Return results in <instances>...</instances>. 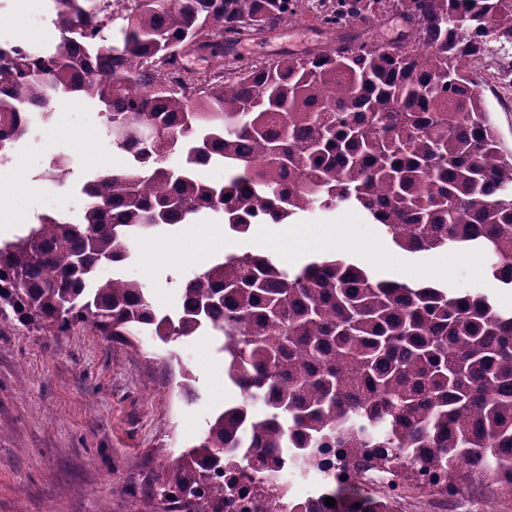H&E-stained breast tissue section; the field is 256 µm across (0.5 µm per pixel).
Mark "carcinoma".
I'll return each instance as SVG.
<instances>
[{
    "label": "carcinoma",
    "mask_w": 512,
    "mask_h": 512,
    "mask_svg": "<svg viewBox=\"0 0 512 512\" xmlns=\"http://www.w3.org/2000/svg\"><path fill=\"white\" fill-rule=\"evenodd\" d=\"M59 42L0 43V156L61 100H89L112 151L130 157L81 188L80 219L43 214L0 244V318L66 333L88 325L115 343L221 338L224 374L242 400L145 493L150 512H224V449L259 478L256 498L288 512H394L351 475L394 467L402 485L436 469V492L486 478L512 500V310L486 294L380 280L352 261L316 257L287 272L266 254L228 253L182 288L178 312L145 286L97 276L129 258L138 233L221 219L245 234L316 208L350 204L407 252L475 247L512 287V151L500 146L469 61L512 43V0H396L406 30L387 46L352 33L383 0H318L332 40L270 62L205 71L185 63L211 47L224 58L249 34L288 25L298 0H46ZM468 22L458 27L454 17ZM179 166L169 164L171 156ZM224 165V183L198 169ZM67 158L40 177L63 185ZM342 473L311 498L286 497L268 472L280 454ZM360 507H354V504Z\"/></svg>",
    "instance_id": "obj_1"
}]
</instances>
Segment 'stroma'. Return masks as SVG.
I'll use <instances>...</instances> for the list:
<instances>
[{
	"mask_svg": "<svg viewBox=\"0 0 512 512\" xmlns=\"http://www.w3.org/2000/svg\"><path fill=\"white\" fill-rule=\"evenodd\" d=\"M0 40L46 46L58 37L42 0H6ZM329 30L308 12L294 25L247 40L243 62H265L329 41ZM486 107L502 143L512 148V90L484 77ZM67 157L75 185L57 188L39 174L54 156ZM113 153L101 114L90 101L56 104L51 122L32 128L0 168V193L21 189L19 220L0 223V242L25 235L38 217L58 211L78 216L79 183L124 166ZM336 231L332 252L374 277L439 284L493 297L512 309V291L488 274L479 250L405 252L352 208L315 210L299 219ZM210 261L183 224L136 238L120 272L139 280L160 309L180 305L185 282ZM224 358L214 337L199 334L162 344L149 336L130 347L106 341L89 327L57 336L17 325L0 333V512H145V493L161 471L156 449L172 455L200 437L217 412L240 401L237 387L217 369Z\"/></svg>",
	"mask_w": 512,
	"mask_h": 512,
	"instance_id": "stroma-1",
	"label": "stroma"
}]
</instances>
